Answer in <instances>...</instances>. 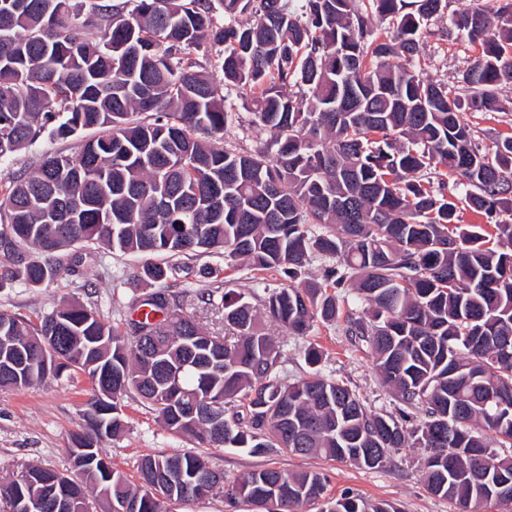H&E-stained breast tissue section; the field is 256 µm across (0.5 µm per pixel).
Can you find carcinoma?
Here are the masks:
<instances>
[{"label":"carcinoma","instance_id":"cac0c4a2","mask_svg":"<svg viewBox=\"0 0 512 512\" xmlns=\"http://www.w3.org/2000/svg\"><path fill=\"white\" fill-rule=\"evenodd\" d=\"M447 9L448 0H0V159L45 132H96L78 154L46 153L35 172L0 183V250L13 261L0 287L73 275L100 244L147 258L142 278L155 286L122 329L79 302L37 325L0 312V388L59 377L44 365L50 336L67 371L91 383L69 467L32 465L25 481L0 484V512H25L49 488L64 512H89L91 494L101 512L122 502L168 512L169 499L218 486L257 512H402L327 496L319 470L265 467L226 484L194 454L142 456L136 485L102 448L125 430L131 393L165 429L213 448L368 469L421 448L427 491L460 512H479L493 484H512V456L491 450L512 448V220L500 219L512 214V137L485 151L459 118L503 108L512 0H476L453 16L448 34L479 48L457 92L415 65L429 22ZM213 48L225 89L252 94L265 146L224 145L237 117L202 70ZM461 202L492 229L462 223ZM211 251L290 280L323 261L319 280L267 288L264 317L294 336L342 323L370 350L398 413L373 411L319 374L283 385L279 346L243 292L221 295L222 335L184 313L187 293L167 286L176 267L154 257ZM351 299L364 313L345 309Z\"/></svg>","mask_w":512,"mask_h":512}]
</instances>
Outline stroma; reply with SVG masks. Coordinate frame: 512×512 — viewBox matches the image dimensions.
<instances>
[{
	"mask_svg": "<svg viewBox=\"0 0 512 512\" xmlns=\"http://www.w3.org/2000/svg\"><path fill=\"white\" fill-rule=\"evenodd\" d=\"M472 0H448V15L434 19L428 36L420 48L416 66L423 78L443 83L449 88L461 85L464 71L477 50L464 39L447 34L450 15L472 7ZM504 103L493 113L466 112L463 120L476 132L482 146H491L496 139L512 136V85L500 87ZM81 138L54 141L41 138L35 145L0 160V182L35 170L44 152H79ZM142 259L123 255L100 247L92 252L79 275L59 278L33 288L12 282L0 288V311L30 321L49 314L58 304L78 300L94 304L109 323H117L131 312V302L149 292L150 287L138 278ZM176 290L195 292L200 288L236 289L244 292L253 306H261L265 287L281 286L279 276H259L247 266H227L223 254L213 252L180 258L171 280ZM280 347L279 365L282 383L289 384L312 372L347 383L372 410L395 411L397 402L384 387L374 369L369 350L345 336L341 327L315 324L304 337L288 335L279 327L264 323ZM316 346L322 353L318 366H310L305 351ZM91 384L85 374L62 376L29 388L0 389V483L16 477L33 464L57 470L69 466L67 450L71 437L85 425L83 411ZM127 422L125 434L107 440L104 446L114 468L130 481L138 479V464L142 455H171L202 452L210 465L223 472L231 482L247 472L275 466L290 472L320 470L329 478L328 493L340 496L353 492L369 500H388L399 505L401 512H457L448 500L428 493L424 485L421 451L405 448L392 456L383 469L360 468L320 456L291 454H253L246 448H206L175 436L157 420L148 405L136 397L123 401Z\"/></svg>",
	"mask_w": 512,
	"mask_h": 512,
	"instance_id": "1",
	"label": "stroma"
}]
</instances>
